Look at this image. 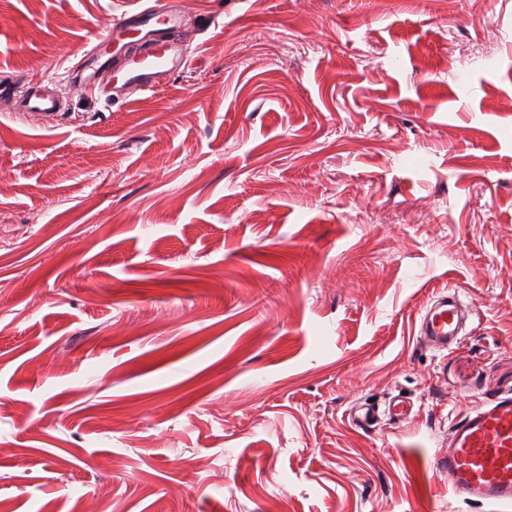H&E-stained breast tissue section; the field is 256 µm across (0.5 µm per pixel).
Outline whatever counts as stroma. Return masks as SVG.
Returning a JSON list of instances; mask_svg holds the SVG:
<instances>
[{
    "mask_svg": "<svg viewBox=\"0 0 512 512\" xmlns=\"http://www.w3.org/2000/svg\"><path fill=\"white\" fill-rule=\"evenodd\" d=\"M121 2L0 0V76ZM183 6L224 24L161 88L0 111V512H491L433 461L512 390V0ZM464 304L453 287L438 292L425 306L419 323V342L436 353L444 354L463 339ZM407 413V402L395 396L383 410L378 404L358 403L351 410L349 416L354 426L361 429H373L381 423L383 416L400 421Z\"/></svg>",
    "mask_w": 512,
    "mask_h": 512,
    "instance_id": "stroma-1",
    "label": "stroma"
}]
</instances>
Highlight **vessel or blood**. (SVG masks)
I'll list each match as a JSON object with an SVG mask.
<instances>
[{"instance_id":"vessel-or-blood-1","label":"vessel or blood","mask_w":512,"mask_h":512,"mask_svg":"<svg viewBox=\"0 0 512 512\" xmlns=\"http://www.w3.org/2000/svg\"><path fill=\"white\" fill-rule=\"evenodd\" d=\"M188 13L169 0H131L113 15L104 34L62 72L74 76L77 89L105 101L150 91L189 64L180 39ZM52 77L27 88L0 82V99L15 111L48 119L61 116L64 103L51 89ZM464 304L457 289L438 292L425 306L419 323L420 343L437 353L456 347L463 338ZM408 404L392 398L387 406L360 403L350 412L352 424L372 429L382 418L403 419ZM435 465L448 476V486L462 502L512 508V392L487 398L456 418L448 450Z\"/></svg>"}]
</instances>
